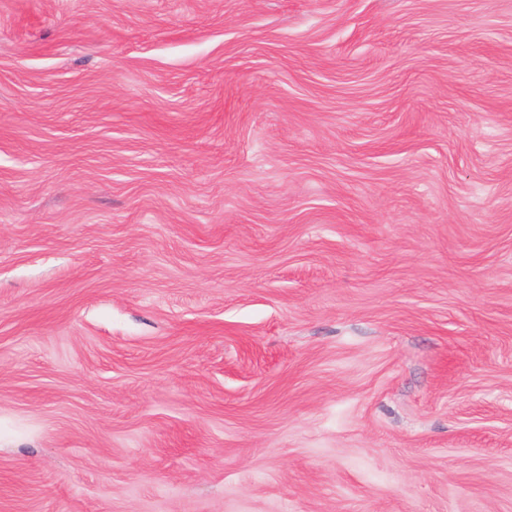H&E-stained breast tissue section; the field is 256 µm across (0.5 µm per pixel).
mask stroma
Wrapping results in <instances>:
<instances>
[{
	"mask_svg": "<svg viewBox=\"0 0 512 512\" xmlns=\"http://www.w3.org/2000/svg\"><path fill=\"white\" fill-rule=\"evenodd\" d=\"M0 512H512V0H0Z\"/></svg>",
	"mask_w": 512,
	"mask_h": 512,
	"instance_id": "obj_1",
	"label": "stroma"
}]
</instances>
